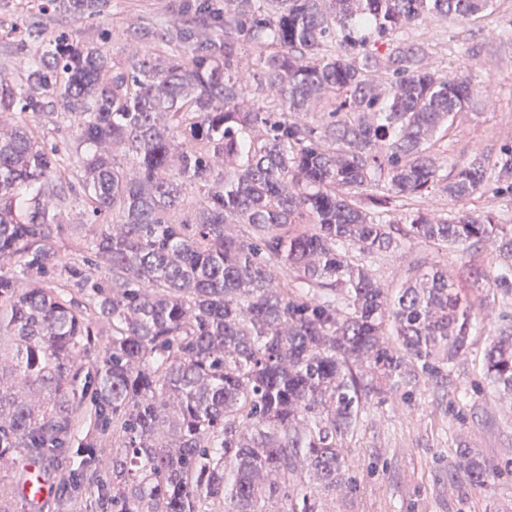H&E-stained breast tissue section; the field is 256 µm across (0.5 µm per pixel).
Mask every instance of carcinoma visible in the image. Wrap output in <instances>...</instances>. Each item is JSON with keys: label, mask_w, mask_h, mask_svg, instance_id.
I'll return each instance as SVG.
<instances>
[{"label": "carcinoma", "mask_w": 512, "mask_h": 512, "mask_svg": "<svg viewBox=\"0 0 512 512\" xmlns=\"http://www.w3.org/2000/svg\"><path fill=\"white\" fill-rule=\"evenodd\" d=\"M108 0H44L52 17ZM494 0H179L128 59L61 28L16 86L0 83V466L24 456L52 481L31 512H319L351 488L345 437L370 400L437 389L465 355L481 303L416 262L391 294L385 253L421 239L462 254L497 243L512 292V221L464 208L490 182L512 195V145L441 173L436 157L475 96L401 37L432 16L475 21ZM258 51L259 68L242 45ZM73 121L80 189L98 222L59 243L57 145L30 124ZM204 190L184 205V185ZM405 206L394 213L391 204ZM484 382L512 400V322ZM475 483L491 466L456 451Z\"/></svg>", "instance_id": "obj_1"}]
</instances>
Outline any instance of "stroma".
<instances>
[{"label": "stroma", "mask_w": 512, "mask_h": 512, "mask_svg": "<svg viewBox=\"0 0 512 512\" xmlns=\"http://www.w3.org/2000/svg\"><path fill=\"white\" fill-rule=\"evenodd\" d=\"M43 0H0V78L18 84V27L38 15ZM171 0H109L96 18L77 22L80 40L105 45L115 64L126 61L122 44L103 43L101 31L131 24L159 25L170 19ZM404 39L424 45L440 73L471 71L479 93L448 138L445 170L465 165L474 153H496L512 144V0H496L491 14L471 23L435 18L409 26ZM492 245L463 255L421 240L401 253L385 255L374 267L382 287L401 286L411 261L425 258L447 267L460 288L472 290L470 268L494 272ZM484 318L473 329L467 354L458 360L447 390L420 384L414 402L396 398L374 402L348 439L346 466L356 479L353 492L323 500V512H512V406L476 389L484 351L512 313V295L477 291ZM478 449L496 474L485 483L470 481L456 468L457 449Z\"/></svg>", "instance_id": "35a3bbf8"}]
</instances>
